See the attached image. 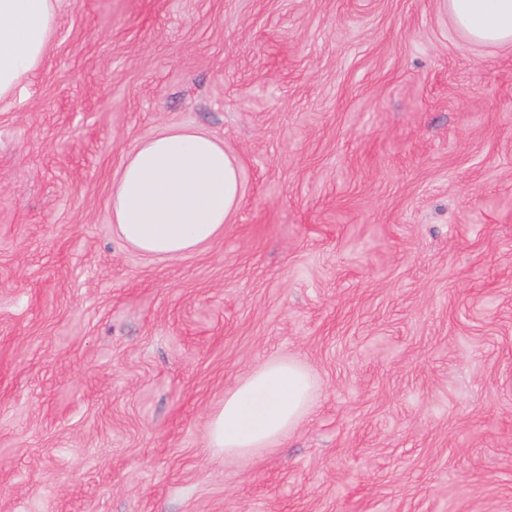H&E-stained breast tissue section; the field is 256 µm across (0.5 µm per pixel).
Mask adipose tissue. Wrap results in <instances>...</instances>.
I'll list each match as a JSON object with an SVG mask.
<instances>
[{"mask_svg":"<svg viewBox=\"0 0 512 512\" xmlns=\"http://www.w3.org/2000/svg\"><path fill=\"white\" fill-rule=\"evenodd\" d=\"M58 0H0V102L42 65ZM457 28L478 43L512 45V0H448ZM242 196L237 158L207 132L165 128L124 158L112 185V231L140 253L177 258L223 236ZM313 382L298 362L273 359L239 381L212 418L208 444L259 448L286 436Z\"/></svg>","mask_w":512,"mask_h":512,"instance_id":"obj_1","label":"adipose tissue"}]
</instances>
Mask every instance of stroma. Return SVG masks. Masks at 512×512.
Returning a JSON list of instances; mask_svg holds the SVG:
<instances>
[{
	"label": "stroma",
	"instance_id": "obj_1",
	"mask_svg": "<svg viewBox=\"0 0 512 512\" xmlns=\"http://www.w3.org/2000/svg\"><path fill=\"white\" fill-rule=\"evenodd\" d=\"M208 131L209 246L112 232L123 158ZM272 358L280 441L209 447ZM0 512H512V46L447 0H59L0 103ZM312 388L298 362H266L226 392L224 406L210 422L209 446L241 451L280 440L307 408Z\"/></svg>",
	"mask_w": 512,
	"mask_h": 512
}]
</instances>
